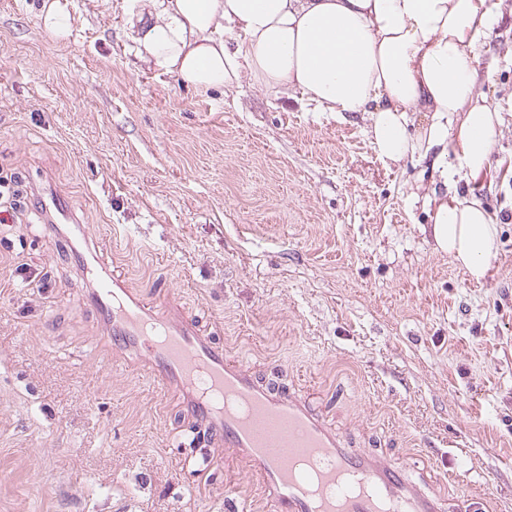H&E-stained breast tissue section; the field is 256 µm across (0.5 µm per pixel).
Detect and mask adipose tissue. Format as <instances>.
<instances>
[{
	"label": "adipose tissue",
	"mask_w": 512,
	"mask_h": 512,
	"mask_svg": "<svg viewBox=\"0 0 512 512\" xmlns=\"http://www.w3.org/2000/svg\"><path fill=\"white\" fill-rule=\"evenodd\" d=\"M498 0H129L135 55L185 86L243 75L307 95L325 112H366L377 155L435 153L440 176L479 178L502 118L476 92L478 55ZM429 119L411 128V115ZM437 251L485 280L498 231L472 195L428 200Z\"/></svg>",
	"instance_id": "1"
}]
</instances>
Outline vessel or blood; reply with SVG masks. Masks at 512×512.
I'll return each mask as SVG.
<instances>
[{
  "label": "vessel or blood",
  "mask_w": 512,
  "mask_h": 512,
  "mask_svg": "<svg viewBox=\"0 0 512 512\" xmlns=\"http://www.w3.org/2000/svg\"><path fill=\"white\" fill-rule=\"evenodd\" d=\"M45 223L91 278L86 302L112 348L141 359L183 407L201 418L213 444L232 449L261 479L271 512H446L383 457L346 448L328 421L295 392L260 381L179 307L151 304L105 267L86 225L52 185L36 187Z\"/></svg>",
  "instance_id": "b4317fda"
}]
</instances>
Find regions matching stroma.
<instances>
[{"mask_svg": "<svg viewBox=\"0 0 512 512\" xmlns=\"http://www.w3.org/2000/svg\"><path fill=\"white\" fill-rule=\"evenodd\" d=\"M0 0V512H268L259 478L177 394L113 351L33 189L64 196L105 262L194 313L347 447L428 495L512 512V0L478 62L500 108L479 195L499 256L475 282L437 252L431 159H379L363 112L242 78L196 91L140 64L124 0ZM39 18L45 31L57 39L66 38L71 32L68 0H42Z\"/></svg>", "mask_w": 512, "mask_h": 512, "instance_id": "35a3bbf8", "label": "stroma"}]
</instances>
